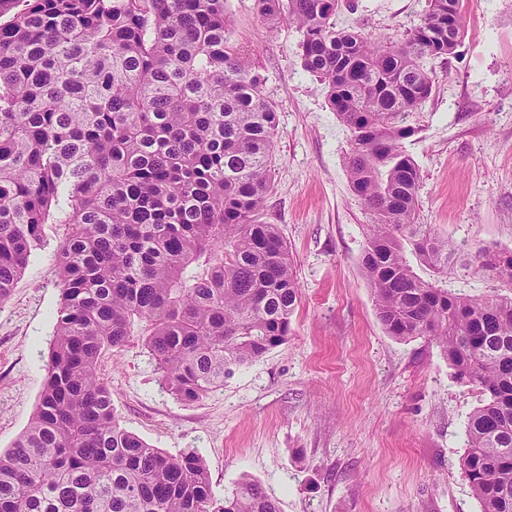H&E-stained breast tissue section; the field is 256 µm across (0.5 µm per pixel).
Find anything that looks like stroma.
I'll list each match as a JSON object with an SVG mask.
<instances>
[{"mask_svg": "<svg viewBox=\"0 0 512 512\" xmlns=\"http://www.w3.org/2000/svg\"><path fill=\"white\" fill-rule=\"evenodd\" d=\"M463 3L462 41L432 60V94L403 146L421 171L417 223L467 255L512 249V0ZM355 4L339 11L337 27L385 37L413 29L428 0ZM226 6L277 108L261 219L288 243L300 299L286 343L196 402L162 388L142 336L104 353L98 371L121 427L171 456L194 449L219 498L248 477L280 512H480L461 459L483 395L456 378L435 343L385 332L362 271L372 218L348 183L350 137L302 66L301 35L286 21L268 30L253 0ZM63 232L45 225L43 247L0 302V451L27 428L43 389ZM404 255L418 276L456 294L512 293L463 269L436 277L413 248Z\"/></svg>", "mask_w": 512, "mask_h": 512, "instance_id": "obj_1", "label": "stroma"}]
</instances>
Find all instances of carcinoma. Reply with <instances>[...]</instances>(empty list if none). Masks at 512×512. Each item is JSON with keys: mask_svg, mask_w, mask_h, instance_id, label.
I'll return each mask as SVG.
<instances>
[{"mask_svg": "<svg viewBox=\"0 0 512 512\" xmlns=\"http://www.w3.org/2000/svg\"><path fill=\"white\" fill-rule=\"evenodd\" d=\"M0 301L43 243L61 303L40 400L0 452V512H280L261 484L212 493L193 450L168 456L119 424L98 360L139 326L165 389L194 402L283 344L298 305L288 245L260 220L279 135L266 78L237 43L226 0H0ZM343 0H254L349 132L350 189L369 210L362 259L377 317L440 347L478 386L464 476L481 512H512V295L425 281L402 241L448 268L512 285V251L457 247L414 223L420 171L402 141L431 96L428 61L454 54L448 0L404 36L336 28Z\"/></svg>", "mask_w": 512, "mask_h": 512, "instance_id": "cac0c4a2", "label": "carcinoma"}]
</instances>
